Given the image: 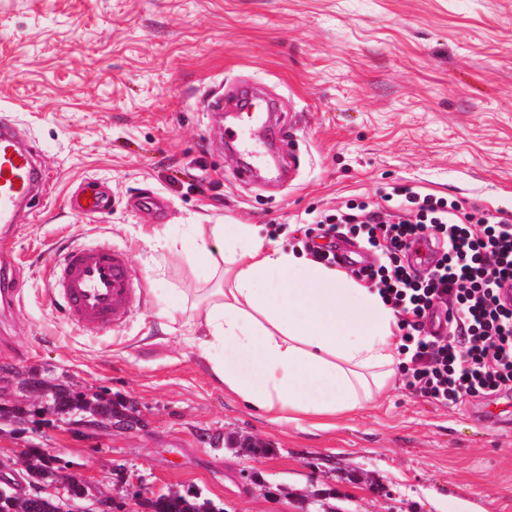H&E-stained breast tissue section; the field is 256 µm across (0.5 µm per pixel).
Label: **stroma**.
<instances>
[{"label":"stroma","instance_id":"1","mask_svg":"<svg viewBox=\"0 0 512 512\" xmlns=\"http://www.w3.org/2000/svg\"><path fill=\"white\" fill-rule=\"evenodd\" d=\"M250 83L276 103L277 166L242 184L212 108ZM0 116L49 176L0 268L23 290L0 308V458L45 448L130 512L155 489L224 512H512V398L446 408L395 379L333 422L274 424L225 394L207 362L160 325L206 271L147 241L157 227L271 225L297 250L313 213L379 202L406 185L512 213V0H0ZM109 211L68 207L87 183ZM158 197L156 210L139 208ZM126 251L123 323L90 333L53 301L48 266L70 244ZM106 390L144 426L90 437L39 414L18 374Z\"/></svg>","mask_w":512,"mask_h":512}]
</instances>
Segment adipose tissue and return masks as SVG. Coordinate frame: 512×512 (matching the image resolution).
Instances as JSON below:
<instances>
[{
  "label": "adipose tissue",
  "instance_id": "adipose-tissue-1",
  "mask_svg": "<svg viewBox=\"0 0 512 512\" xmlns=\"http://www.w3.org/2000/svg\"><path fill=\"white\" fill-rule=\"evenodd\" d=\"M184 233L217 286L182 339L225 393L279 423L350 415L391 386L397 318L374 289L266 243L250 224Z\"/></svg>",
  "mask_w": 512,
  "mask_h": 512
}]
</instances>
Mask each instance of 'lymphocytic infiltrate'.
Returning a JSON list of instances; mask_svg holds the SVG:
<instances>
[{
    "mask_svg": "<svg viewBox=\"0 0 512 512\" xmlns=\"http://www.w3.org/2000/svg\"><path fill=\"white\" fill-rule=\"evenodd\" d=\"M393 194L392 212L362 202L308 225L306 249L332 266L330 237L353 234L382 252L367 279L398 315L407 389L445 407L512 391V305L499 296L512 282V216L406 186ZM421 242L435 248L424 273L407 258Z\"/></svg>",
    "mask_w": 512,
    "mask_h": 512,
    "instance_id": "1",
    "label": "lymphocytic infiltrate"
}]
</instances>
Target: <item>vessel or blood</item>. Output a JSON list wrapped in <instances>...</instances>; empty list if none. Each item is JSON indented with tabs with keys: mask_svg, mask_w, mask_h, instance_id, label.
Instances as JSON below:
<instances>
[{
	"mask_svg": "<svg viewBox=\"0 0 512 512\" xmlns=\"http://www.w3.org/2000/svg\"><path fill=\"white\" fill-rule=\"evenodd\" d=\"M239 97L247 102L248 121L233 130L232 136L244 146L258 116L255 97L246 90ZM47 185L48 178L32 151L16 140L10 120H0V229L9 230L21 206L36 208ZM132 281L127 253L106 242L66 247L49 272L50 291L66 317L88 331L114 328L124 321Z\"/></svg>",
	"mask_w": 512,
	"mask_h": 512,
	"instance_id": "1",
	"label": "vessel or blood"
}]
</instances>
